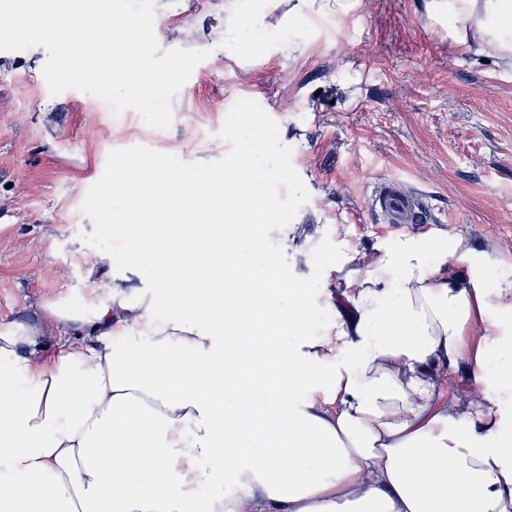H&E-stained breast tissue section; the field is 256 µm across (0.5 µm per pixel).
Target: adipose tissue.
I'll list each match as a JSON object with an SVG mask.
<instances>
[{
	"label": "adipose tissue",
	"mask_w": 512,
	"mask_h": 512,
	"mask_svg": "<svg viewBox=\"0 0 512 512\" xmlns=\"http://www.w3.org/2000/svg\"><path fill=\"white\" fill-rule=\"evenodd\" d=\"M423 10L512 65V0ZM281 176L260 141L196 189L150 158L120 166L111 221L134 250L86 275L109 288L0 330V512H512V421L435 407L458 357L484 379L486 347L466 338L492 310L512 365V304H493L512 284L490 293L488 255L460 235L380 239L369 257L345 241L336 286L354 314L310 333L302 273L263 246L300 231L254 190ZM215 195L228 220L196 246L140 221L144 198L163 215Z\"/></svg>",
	"instance_id": "obj_1"
}]
</instances>
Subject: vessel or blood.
Here are the masks:
<instances>
[{
	"mask_svg": "<svg viewBox=\"0 0 512 512\" xmlns=\"http://www.w3.org/2000/svg\"><path fill=\"white\" fill-rule=\"evenodd\" d=\"M369 205L392 224H426L437 216L428 197L421 192H407L396 178H386L373 186Z\"/></svg>",
	"mask_w": 512,
	"mask_h": 512,
	"instance_id": "b4317fda",
	"label": "vessel or blood"
}]
</instances>
